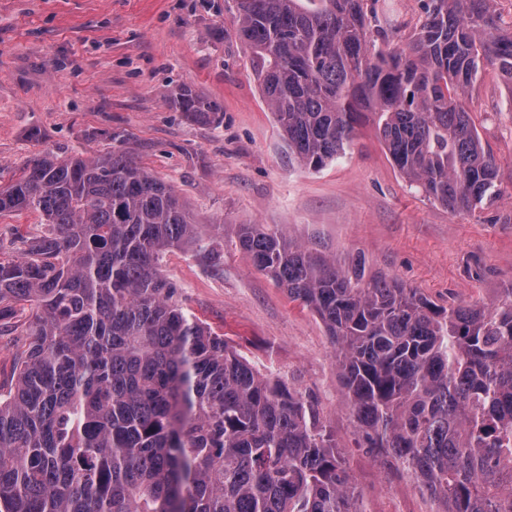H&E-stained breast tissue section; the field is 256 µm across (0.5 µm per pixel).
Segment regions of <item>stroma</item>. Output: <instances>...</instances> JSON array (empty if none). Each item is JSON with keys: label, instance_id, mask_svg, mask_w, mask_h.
Instances as JSON below:
<instances>
[{"label": "stroma", "instance_id": "35a3bbf8", "mask_svg": "<svg viewBox=\"0 0 512 512\" xmlns=\"http://www.w3.org/2000/svg\"><path fill=\"white\" fill-rule=\"evenodd\" d=\"M235 29V0H0V186L47 152L130 151L174 188L204 236L205 251L185 246L162 263L184 308L257 370L318 399L363 512H437L402 469L356 446L323 323L251 265L236 233L282 229L440 306L494 301L512 288V85L487 65L468 92L499 196L481 211H452L409 185L370 119L323 169L290 161ZM181 85L219 102L220 121L178 112L171 95ZM41 231L34 214L0 217V254H18Z\"/></svg>", "mask_w": 512, "mask_h": 512}]
</instances>
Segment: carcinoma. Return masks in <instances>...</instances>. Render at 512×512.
Instances as JSON below:
<instances>
[{"mask_svg": "<svg viewBox=\"0 0 512 512\" xmlns=\"http://www.w3.org/2000/svg\"><path fill=\"white\" fill-rule=\"evenodd\" d=\"M237 0L288 156L319 170L362 111L410 185L452 210L498 197V170L465 104L486 63L512 85V30L493 0H422L408 26L388 0ZM176 109L221 106L180 87ZM42 233L0 257V320L29 311L0 391V512H360L314 397L259 373L187 312L165 254L204 248L173 188L132 155L45 153L0 188V215ZM238 247L316 313L336 355L356 446L400 466L441 512H512V289L491 306H439L362 282L264 224Z\"/></svg>", "mask_w": 512, "mask_h": 512, "instance_id": "1", "label": "carcinoma"}]
</instances>
